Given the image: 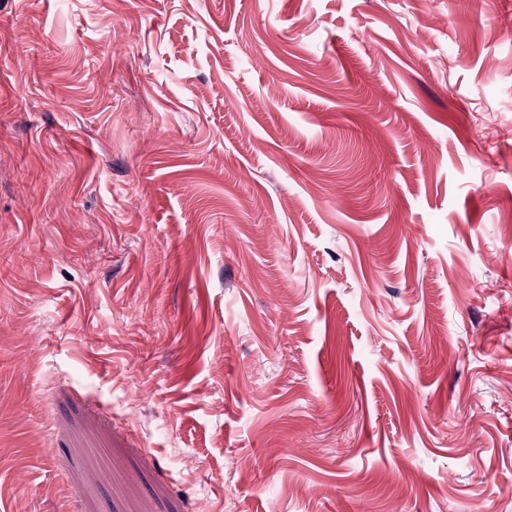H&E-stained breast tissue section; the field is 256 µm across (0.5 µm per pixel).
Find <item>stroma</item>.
I'll return each mask as SVG.
<instances>
[{
    "instance_id": "1",
    "label": "stroma",
    "mask_w": 512,
    "mask_h": 512,
    "mask_svg": "<svg viewBox=\"0 0 512 512\" xmlns=\"http://www.w3.org/2000/svg\"><path fill=\"white\" fill-rule=\"evenodd\" d=\"M512 0H0V512H512Z\"/></svg>"
}]
</instances>
